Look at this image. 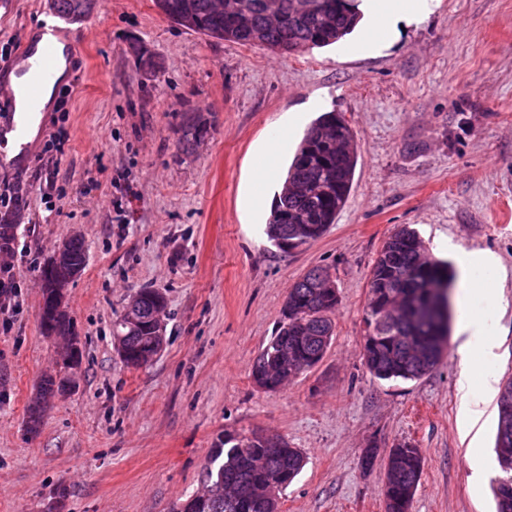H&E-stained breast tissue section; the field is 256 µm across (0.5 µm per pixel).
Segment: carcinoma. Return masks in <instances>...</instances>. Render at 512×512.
Returning a JSON list of instances; mask_svg holds the SVG:
<instances>
[{"mask_svg":"<svg viewBox=\"0 0 512 512\" xmlns=\"http://www.w3.org/2000/svg\"><path fill=\"white\" fill-rule=\"evenodd\" d=\"M310 5L298 11L300 2ZM99 0H54V13L65 19L84 20ZM266 0H231L222 11L215 0H154L161 14L208 38L240 45L264 46L287 53H301L337 43L356 27L360 15L352 4L340 0H279L285 19L268 23ZM140 70L158 71V58L134 42L130 46ZM203 125L189 117L182 127V149L201 137ZM357 151L351 129L334 112L322 115L303 137L275 199L266 225L268 241L276 248L296 250L322 237L350 194ZM288 209V221L278 211ZM454 274L448 264L425 254L417 232L402 226L385 241L369 278L370 300L364 321L378 339L376 348L363 354L369 373L378 381L418 380L431 373L447 349L451 313L450 288ZM140 325L114 324L113 335L123 337L141 368L151 363L158 314L166 307L157 292L143 288L136 293ZM339 303L331 274L322 268L306 273L288 293L282 319L273 336L257 354L251 369L256 386L273 391L287 380L314 368L324 357L334 336L331 315ZM73 338L68 312L51 317L43 333ZM70 382L67 376L48 375L39 385L30 408L29 427L41 422L44 404ZM512 396V380L502 384L497 405L496 460L502 476L494 494L497 512H512V412H504L505 395ZM277 450L249 436L226 437L213 449L204 469V489L176 507V512H280V495L301 473L306 458L282 436H275ZM423 472L417 448L404 443L391 449L385 466V512H409Z\"/></svg>","mask_w":512,"mask_h":512,"instance_id":"carcinoma-1","label":"carcinoma"}]
</instances>
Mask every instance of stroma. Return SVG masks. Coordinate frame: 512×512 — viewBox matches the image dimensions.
I'll list each match as a JSON object with an SVG mask.
<instances>
[{
  "label": "stroma",
  "mask_w": 512,
  "mask_h": 512,
  "mask_svg": "<svg viewBox=\"0 0 512 512\" xmlns=\"http://www.w3.org/2000/svg\"><path fill=\"white\" fill-rule=\"evenodd\" d=\"M53 16L48 0H0V45L21 46ZM61 30L77 74L54 91L28 163L0 167V185L26 198L17 309L0 312V512H174L202 489L218 440L255 431L307 458L280 512H385L386 456L403 443L424 459L410 512H496L497 406L477 424L463 418L456 334L416 381L375 380L362 354L370 270L408 225L427 250L448 240L497 257L486 368L512 376V0H434L378 49L363 48L358 27L288 56L186 30L153 0H100ZM136 40L160 72L138 70ZM317 99L353 131L358 162L335 224L285 253L264 233L279 185L251 171L279 118ZM188 115L205 130L186 151ZM61 127L63 152L47 151ZM76 235L88 262L67 303L82 358L33 433L29 406L59 360L40 326V269ZM316 267L339 291L332 343L315 368L264 391L251 364ZM145 287L166 295L165 340L135 370L113 325Z\"/></svg>",
  "instance_id": "stroma-1"
}]
</instances>
